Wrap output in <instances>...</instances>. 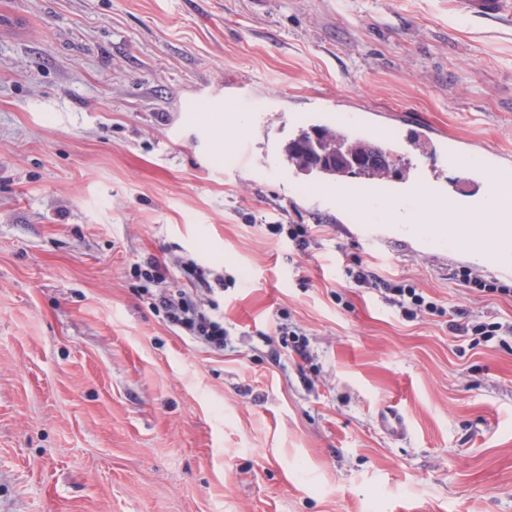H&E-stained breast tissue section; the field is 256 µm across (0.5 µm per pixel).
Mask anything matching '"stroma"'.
Returning <instances> with one entry per match:
<instances>
[{"label": "stroma", "mask_w": 512, "mask_h": 512, "mask_svg": "<svg viewBox=\"0 0 512 512\" xmlns=\"http://www.w3.org/2000/svg\"><path fill=\"white\" fill-rule=\"evenodd\" d=\"M250 127L225 137L226 98ZM365 113L512 154V16L458 0H0V512H512V334L403 318L359 260L512 324L466 258L369 252L284 149ZM271 224H309L307 253ZM234 277L214 352L135 263ZM286 323L307 359L263 334ZM449 273L451 278H460L472 284L474 290H478L481 293H497L504 296H512V286L506 284H499L498 282L486 283L484 280L478 277H471L470 272H466V269L451 270Z\"/></svg>", "instance_id": "1"}]
</instances>
